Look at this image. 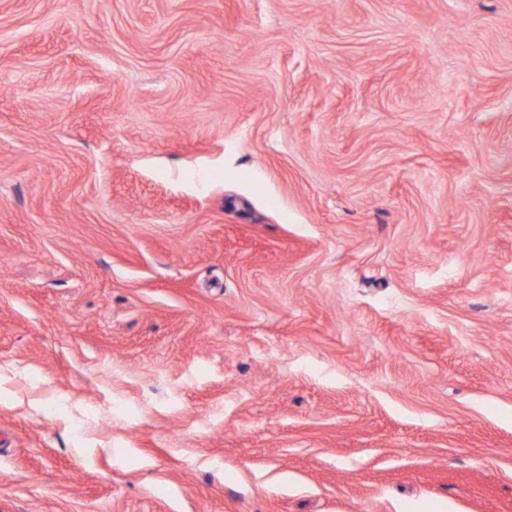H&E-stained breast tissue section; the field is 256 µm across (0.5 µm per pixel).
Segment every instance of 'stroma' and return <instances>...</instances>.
Segmentation results:
<instances>
[{
	"label": "stroma",
	"mask_w": 512,
	"mask_h": 512,
	"mask_svg": "<svg viewBox=\"0 0 512 512\" xmlns=\"http://www.w3.org/2000/svg\"><path fill=\"white\" fill-rule=\"evenodd\" d=\"M0 512H512V0H0Z\"/></svg>",
	"instance_id": "35a3bbf8"
}]
</instances>
